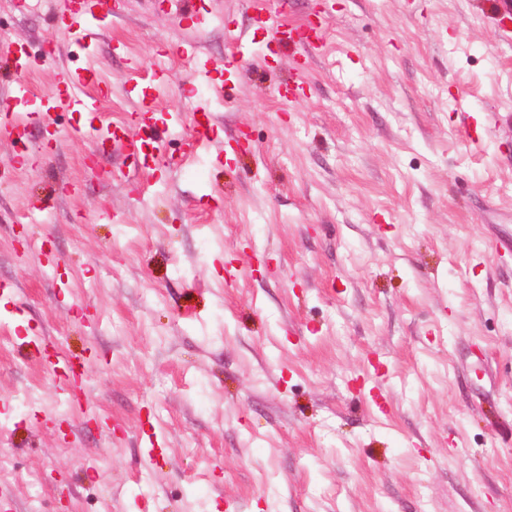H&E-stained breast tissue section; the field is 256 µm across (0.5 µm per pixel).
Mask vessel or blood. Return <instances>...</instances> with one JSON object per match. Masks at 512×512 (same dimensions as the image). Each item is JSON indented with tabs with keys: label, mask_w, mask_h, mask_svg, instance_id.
Instances as JSON below:
<instances>
[{
	"label": "vessel or blood",
	"mask_w": 512,
	"mask_h": 512,
	"mask_svg": "<svg viewBox=\"0 0 512 512\" xmlns=\"http://www.w3.org/2000/svg\"><path fill=\"white\" fill-rule=\"evenodd\" d=\"M53 15L60 29L65 32L76 46L83 50L93 48L101 37L100 23L103 18L114 12L113 0H52ZM245 8L253 21L258 22L268 34V44L271 50L292 48L294 51L295 67L287 83L289 101L301 98L308 84L307 59L310 54L321 52L326 36L319 25L312 21L296 23L285 14L273 12L268 0H244ZM245 38L238 28L229 27L225 30V41L231 45L230 53L221 56H208L196 59L188 74L190 85L207 88L211 93H219L217 78L229 65L243 61L240 48ZM11 55L15 60L17 78L11 102L32 106L30 120H19L12 113L0 114V138L18 139L26 135L30 124L44 127L50 134L42 147L43 156L56 153L60 143V128L57 118L62 113L82 114L96 111V100L90 96L87 89L95 82V75L88 68H70L64 64L62 47H54L44 58L45 63L57 65L59 77L51 90L40 97L32 99L23 77L32 68V61L23 58L20 49H12ZM129 89H140L139 103L134 112L119 126L96 134L97 146L111 143L117 144L127 165L143 166L145 139H159L162 130L158 124L152 123L154 113L152 88H139L137 81H129ZM194 125L186 139L188 153H195L200 148H210L214 151L215 159H222L224 145L217 141L212 134L210 112L206 98H197L193 108ZM34 357L54 378L57 387L65 394H73L77 384L78 364L71 359H63L50 353L47 348L35 347Z\"/></svg>",
	"instance_id": "obj_1"
}]
</instances>
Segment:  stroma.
<instances>
[{
    "label": "stroma",
    "instance_id": "obj_1",
    "mask_svg": "<svg viewBox=\"0 0 512 512\" xmlns=\"http://www.w3.org/2000/svg\"><path fill=\"white\" fill-rule=\"evenodd\" d=\"M246 32L212 125L244 150L181 165L194 88L220 56L151 0H121L86 57L106 89L45 164L0 139V446L17 512H512V44L494 0H271L321 15L303 99L243 0H196ZM30 53L41 4L0 0ZM167 132L134 192L98 123L149 85ZM465 108H458V98ZM467 129V142L458 139ZM52 222L39 221L60 185ZM53 238L61 269L32 252ZM83 364L72 434L28 341ZM108 488L91 496L97 468ZM44 479L30 494L24 479Z\"/></svg>",
    "mask_w": 512,
    "mask_h": 512
}]
</instances>
